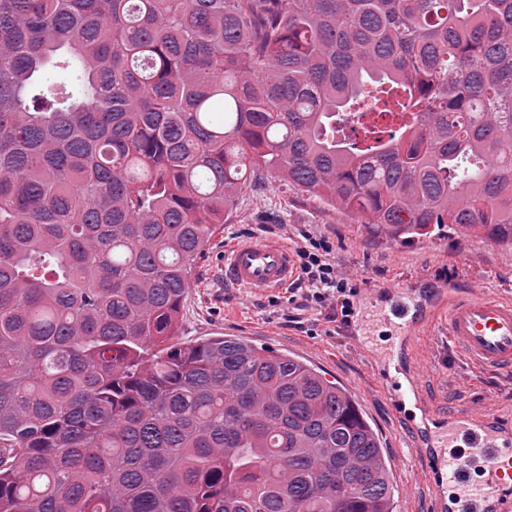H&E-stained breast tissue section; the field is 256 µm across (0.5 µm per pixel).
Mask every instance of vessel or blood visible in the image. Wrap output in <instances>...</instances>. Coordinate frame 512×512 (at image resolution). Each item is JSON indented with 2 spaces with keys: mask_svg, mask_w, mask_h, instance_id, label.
Masks as SVG:
<instances>
[{
  "mask_svg": "<svg viewBox=\"0 0 512 512\" xmlns=\"http://www.w3.org/2000/svg\"><path fill=\"white\" fill-rule=\"evenodd\" d=\"M297 276L294 256L280 241L253 238L224 254V278L260 293L288 286ZM372 304L387 344L377 349L375 370L399 417L413 433L412 452L431 495L430 512H512V421L492 411H438L416 347L418 330L442 316L449 341L478 369L512 371V299L470 287L461 280L400 291L377 289ZM463 446L483 460L478 481L453 455Z\"/></svg>",
  "mask_w": 512,
  "mask_h": 512,
  "instance_id": "b4317fda",
  "label": "vessel or blood"
}]
</instances>
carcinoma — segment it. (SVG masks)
<instances>
[{
	"label": "carcinoma",
	"instance_id": "1",
	"mask_svg": "<svg viewBox=\"0 0 512 512\" xmlns=\"http://www.w3.org/2000/svg\"><path fill=\"white\" fill-rule=\"evenodd\" d=\"M268 178L512 246V0H0V512H393L346 389L175 341Z\"/></svg>",
	"mask_w": 512,
	"mask_h": 512
}]
</instances>
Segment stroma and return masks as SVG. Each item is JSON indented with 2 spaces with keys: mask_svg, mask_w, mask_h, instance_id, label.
I'll use <instances>...</instances> for the list:
<instances>
[{
  "mask_svg": "<svg viewBox=\"0 0 512 512\" xmlns=\"http://www.w3.org/2000/svg\"><path fill=\"white\" fill-rule=\"evenodd\" d=\"M260 224L295 228L309 224L328 235L337 262L364 294L411 280L440 282L449 274L471 287L512 296V248L449 228L432 237L393 242L370 232L354 217L269 181L241 190L231 216L198 261L181 306L178 343L236 336L298 357L348 390L393 463L396 512H427L429 502L418 490V476L395 465L397 456L407 450L408 430L351 328L312 310L301 312L299 322H291L286 290L273 296L254 294L225 282V250ZM422 358L439 410L460 405L512 413V377L476 373L445 339L442 325L424 330Z\"/></svg>",
  "mask_w": 512,
  "mask_h": 512,
  "instance_id": "obj_1",
  "label": "stroma"
}]
</instances>
